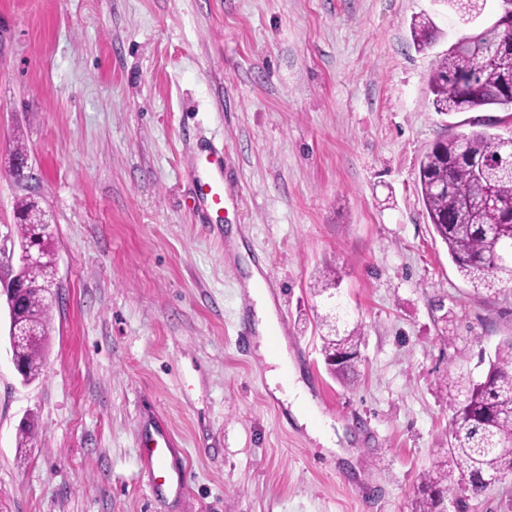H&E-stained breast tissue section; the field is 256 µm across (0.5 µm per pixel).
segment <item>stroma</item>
<instances>
[{
  "mask_svg": "<svg viewBox=\"0 0 512 512\" xmlns=\"http://www.w3.org/2000/svg\"><path fill=\"white\" fill-rule=\"evenodd\" d=\"M474 29L443 0H0V248L28 199L57 258L32 381L0 305V512H410L448 446L443 374L480 377L512 338V284L459 276L418 183L435 142L484 128L435 112L428 87ZM211 150L220 224L194 206ZM249 261L338 450L275 396L259 334L238 346ZM329 273L364 338L351 381L321 351ZM157 421L183 490L141 461ZM451 482L447 512H512V475L478 495Z\"/></svg>",
  "mask_w": 512,
  "mask_h": 512,
  "instance_id": "stroma-1",
  "label": "stroma"
}]
</instances>
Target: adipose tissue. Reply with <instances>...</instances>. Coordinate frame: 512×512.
Returning <instances> with one entry per match:
<instances>
[{
  "instance_id": "adipose-tissue-1",
  "label": "adipose tissue",
  "mask_w": 512,
  "mask_h": 512,
  "mask_svg": "<svg viewBox=\"0 0 512 512\" xmlns=\"http://www.w3.org/2000/svg\"><path fill=\"white\" fill-rule=\"evenodd\" d=\"M267 364L270 366L268 378L270 384L281 385L280 399L289 406L292 415L299 424L319 436L327 448H335L337 437L329 422L316 417L310 408L304 385L296 376L288 372V363L283 354H266Z\"/></svg>"
}]
</instances>
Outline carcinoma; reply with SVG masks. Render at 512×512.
Here are the masks:
<instances>
[{"label":"carcinoma","mask_w":512,"mask_h":512,"mask_svg":"<svg viewBox=\"0 0 512 512\" xmlns=\"http://www.w3.org/2000/svg\"><path fill=\"white\" fill-rule=\"evenodd\" d=\"M461 19L469 21L481 9L476 0H445ZM413 44L432 43V25L422 19L412 24ZM512 44V27L486 26L465 36L439 57L428 83L434 111L471 112L476 109L512 110V59L490 53L498 44ZM420 193L435 233L448 248L459 276L488 291L512 281V142L489 131L455 136L436 142L419 165ZM19 244L41 252L37 265L22 266L18 278L25 290L12 300L13 320L30 335L20 338L13 351L21 375L40 374L42 351L50 322L55 259L52 235L41 213L27 202L18 207ZM328 359L342 358L334 370L345 376L360 361L359 324L348 325L324 337ZM451 442L445 464L423 474L414 489L412 512H445L452 490L448 469H457L473 494L512 474V339L488 360L484 377L474 380L448 373Z\"/></svg>","instance_id":"cac0c4a2"}]
</instances>
